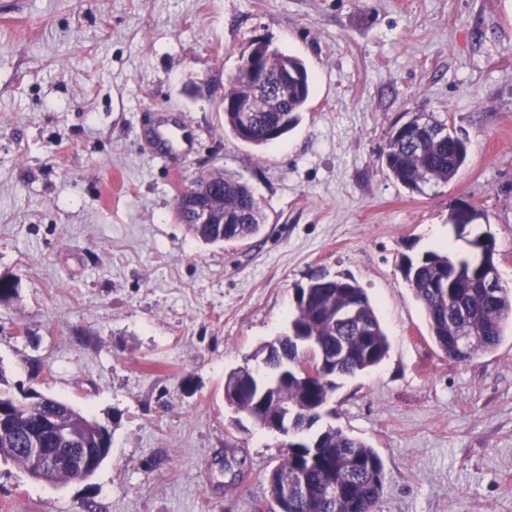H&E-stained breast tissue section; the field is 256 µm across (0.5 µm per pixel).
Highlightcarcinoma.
Listing matches in <instances>:
<instances>
[{"label": "carcinoma", "instance_id": "1", "mask_svg": "<svg viewBox=\"0 0 512 512\" xmlns=\"http://www.w3.org/2000/svg\"><path fill=\"white\" fill-rule=\"evenodd\" d=\"M269 81L255 87L249 71L228 79L224 95L241 101L255 93L265 98L266 111L256 112L252 125L242 127L240 113L224 110V129L235 138L263 147L270 128L284 137L301 120L310 92L307 68L298 57L279 53L267 62ZM468 157L467 139L424 112L395 127L380 158L389 176L411 192L430 183L451 181ZM193 183L224 188L218 209L236 218L233 224H190L200 240L228 243L257 235L263 227L262 208L248 185L224 171L201 174ZM471 258H452L433 250L402 265L405 281L422 305L431 339L448 357L466 361L494 350L512 325V285L493 292L479 286L481 264L493 257L495 241H472ZM288 334L261 351L273 373L261 378L249 367L233 369L224 380V397L261 430L275 425L285 412L306 431L288 440L280 465L267 476L274 500L290 484H300L283 500L279 512H375L385 484V470L377 451L365 441L333 426H319L338 380L376 368L389 351L388 337L365 289L353 278L315 277L295 290ZM19 299L18 282L0 276V306ZM461 336L471 338L469 349L459 348ZM322 364L329 375L319 383L296 374L300 363ZM0 372V405L8 407L0 423V456L21 468L29 464L26 448H105L98 428L68 403L33 402L13 406L11 391Z\"/></svg>", "mask_w": 512, "mask_h": 512}]
</instances>
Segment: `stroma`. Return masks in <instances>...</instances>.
I'll list each match as a JSON object with an SVG mask.
<instances>
[{
  "mask_svg": "<svg viewBox=\"0 0 512 512\" xmlns=\"http://www.w3.org/2000/svg\"><path fill=\"white\" fill-rule=\"evenodd\" d=\"M258 39L312 85L300 124L262 148L223 110ZM418 112L469 154L413 193L380 153ZM162 114L184 139L163 159ZM215 169L262 207L244 243H204L176 216ZM454 202L478 219L449 224ZM485 235L512 284V0H0V274L20 293L0 306V369L112 437L80 482L0 460V512H276L284 438L237 426L224 379L321 275L357 280L390 341L323 417L379 452L376 512H512V331L448 358L400 270Z\"/></svg>",
  "mask_w": 512,
  "mask_h": 512,
  "instance_id": "obj_1",
  "label": "stroma"
}]
</instances>
